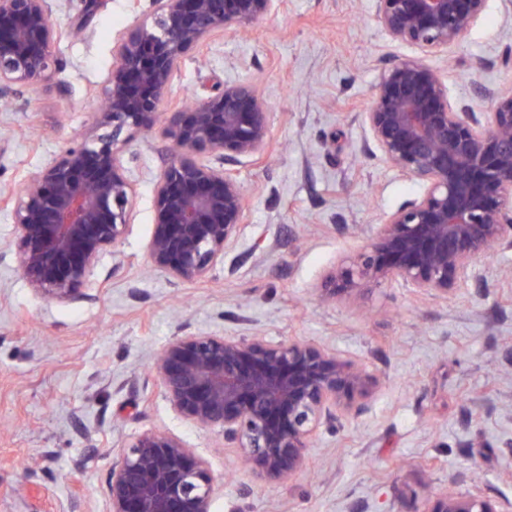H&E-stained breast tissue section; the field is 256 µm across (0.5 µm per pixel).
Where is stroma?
<instances>
[{
	"label": "stroma",
	"instance_id": "obj_1",
	"mask_svg": "<svg viewBox=\"0 0 512 512\" xmlns=\"http://www.w3.org/2000/svg\"><path fill=\"white\" fill-rule=\"evenodd\" d=\"M60 69L38 88L0 92V196L95 132L113 48L151 0H51ZM512 0H487L447 55L450 100L477 112L512 92ZM391 40L375 0H277L242 38L213 36L185 56L162 113L250 80L271 114L264 156L238 164L248 218L236 262L180 282L152 266L153 186L170 156L164 126L123 152L134 194L117 253L83 297L36 293L14 258L0 206V512H110L106 479L133 434L158 430L205 459L213 512H425L447 490L512 512V250L441 298L393 284L324 301L318 288L365 232L421 188L374 147L363 124ZM311 340L361 362L376 385L359 414L321 427L292 478L256 479L220 429L177 414L152 375L177 336Z\"/></svg>",
	"mask_w": 512,
	"mask_h": 512
}]
</instances>
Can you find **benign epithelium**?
<instances>
[{"label": "benign epithelium", "mask_w": 512, "mask_h": 512, "mask_svg": "<svg viewBox=\"0 0 512 512\" xmlns=\"http://www.w3.org/2000/svg\"><path fill=\"white\" fill-rule=\"evenodd\" d=\"M392 41L419 57L384 68L362 113L376 148L421 187L388 214L365 246L321 285L328 299L366 283H400L444 297L479 282L493 248L512 249V93L492 111L451 103L447 76L426 62L481 19L487 0H376ZM149 20L114 48L101 133L68 147L32 174L12 216L15 257L30 287L76 298L130 223L133 186L122 154L135 132L156 126L160 104L186 54L218 33L244 31L274 0H152ZM59 34L49 0H0V90L41 86L59 67ZM177 152L157 178L147 249L153 266L185 282L200 280L236 244L248 207L234 163L264 153L270 113L256 85L228 82L169 116ZM199 152L219 164L196 160ZM173 408L224 431L260 480L290 478L303 466L316 430L362 408L372 377L357 363L311 341L192 334L171 339L153 358ZM214 476L205 460L166 432L132 435L107 480L111 512H211ZM425 512H497L488 500L441 493Z\"/></svg>", "instance_id": "benign-epithelium-1"}]
</instances>
